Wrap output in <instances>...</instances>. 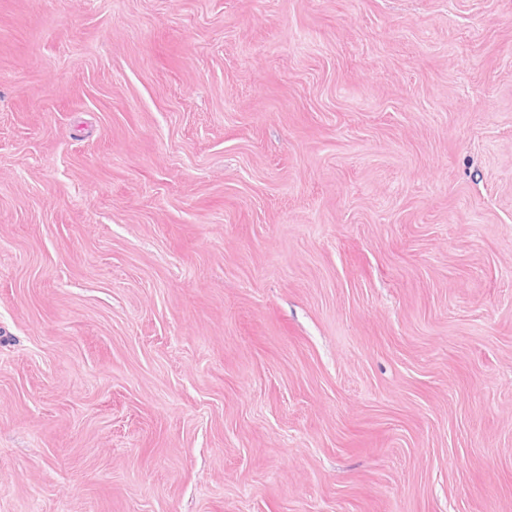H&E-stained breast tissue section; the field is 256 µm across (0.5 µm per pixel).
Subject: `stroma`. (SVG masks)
<instances>
[{"mask_svg":"<svg viewBox=\"0 0 512 512\" xmlns=\"http://www.w3.org/2000/svg\"><path fill=\"white\" fill-rule=\"evenodd\" d=\"M0 512H512V0H0Z\"/></svg>","mask_w":512,"mask_h":512,"instance_id":"35a3bbf8","label":"stroma"}]
</instances>
